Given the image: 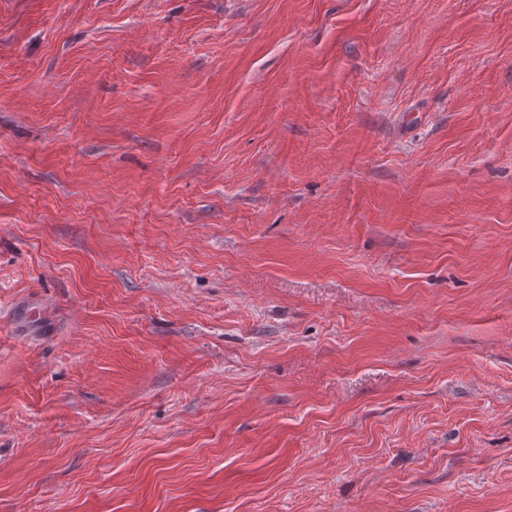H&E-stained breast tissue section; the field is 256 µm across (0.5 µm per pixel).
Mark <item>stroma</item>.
Wrapping results in <instances>:
<instances>
[{
	"instance_id": "stroma-1",
	"label": "stroma",
	"mask_w": 512,
	"mask_h": 512,
	"mask_svg": "<svg viewBox=\"0 0 512 512\" xmlns=\"http://www.w3.org/2000/svg\"><path fill=\"white\" fill-rule=\"evenodd\" d=\"M0 512H512V0H0Z\"/></svg>"
}]
</instances>
